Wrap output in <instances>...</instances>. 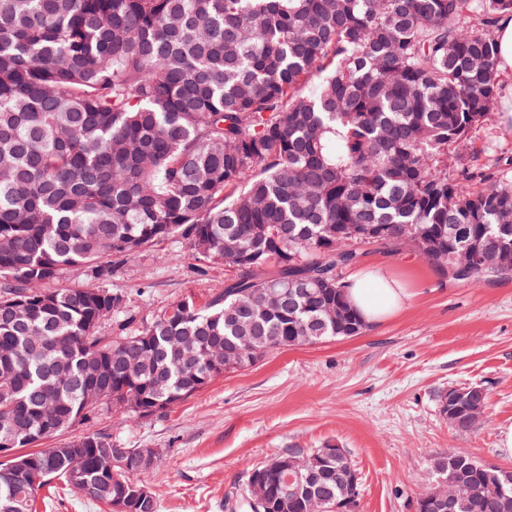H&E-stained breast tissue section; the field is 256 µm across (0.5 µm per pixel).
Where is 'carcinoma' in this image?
<instances>
[{
    "label": "carcinoma",
    "mask_w": 512,
    "mask_h": 512,
    "mask_svg": "<svg viewBox=\"0 0 512 512\" xmlns=\"http://www.w3.org/2000/svg\"><path fill=\"white\" fill-rule=\"evenodd\" d=\"M512 0H0V414L38 463L101 409H170L236 363L240 336L269 352L362 334L343 271L360 246L407 250L438 272L470 244L512 255V156L474 146L500 85L494 30ZM468 226L457 239L448 228ZM180 237L233 272L204 304L181 299L129 330L125 295L54 288L80 268L105 282ZM286 294L277 313L270 292ZM29 309L15 317L13 304ZM121 321L117 336L99 322ZM196 351L194 372L183 354ZM109 398L86 400L87 372ZM486 412L448 420L470 431ZM107 432L72 441L38 485L0 477V506L31 512L58 479L110 504L139 475ZM348 458L325 459L288 512L357 499ZM471 489L451 512H512L503 467L431 460ZM282 474L266 478L274 505Z\"/></svg>",
    "instance_id": "1"
}]
</instances>
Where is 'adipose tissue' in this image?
Listing matches in <instances>:
<instances>
[{"instance_id": "obj_1", "label": "adipose tissue", "mask_w": 512, "mask_h": 512, "mask_svg": "<svg viewBox=\"0 0 512 512\" xmlns=\"http://www.w3.org/2000/svg\"><path fill=\"white\" fill-rule=\"evenodd\" d=\"M347 295L352 306L370 324L401 310L410 299L402 282L383 267L359 273L352 280Z\"/></svg>"}]
</instances>
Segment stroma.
Segmentation results:
<instances>
[{
    "label": "stroma",
    "mask_w": 512,
    "mask_h": 512,
    "mask_svg": "<svg viewBox=\"0 0 512 512\" xmlns=\"http://www.w3.org/2000/svg\"><path fill=\"white\" fill-rule=\"evenodd\" d=\"M376 266L404 282L411 299L361 335L279 350L141 421L101 412L45 447L106 431L129 447L159 449L141 477L159 512H227L226 494L253 467L285 448L329 442L347 450L359 474L357 512H412L431 458L451 448L511 468L499 436L512 427V276L455 283L411 252L369 246L344 277ZM224 280L223 267L201 265L174 238L122 264L108 286L127 295L141 326L182 298L205 301ZM465 385L486 388L490 408L484 424L461 432L440 399ZM33 512L109 509L58 482L38 490Z\"/></svg>",
    "instance_id": "35a3bbf8"
}]
</instances>
